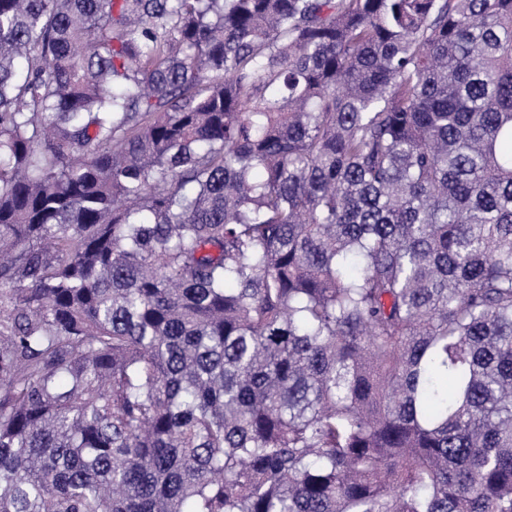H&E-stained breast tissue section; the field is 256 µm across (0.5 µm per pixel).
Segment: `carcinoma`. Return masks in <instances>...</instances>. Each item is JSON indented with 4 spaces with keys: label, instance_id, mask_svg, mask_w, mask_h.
I'll return each instance as SVG.
<instances>
[{
    "label": "carcinoma",
    "instance_id": "1",
    "mask_svg": "<svg viewBox=\"0 0 512 512\" xmlns=\"http://www.w3.org/2000/svg\"><path fill=\"white\" fill-rule=\"evenodd\" d=\"M0 512H512V0H0Z\"/></svg>",
    "mask_w": 512,
    "mask_h": 512
}]
</instances>
